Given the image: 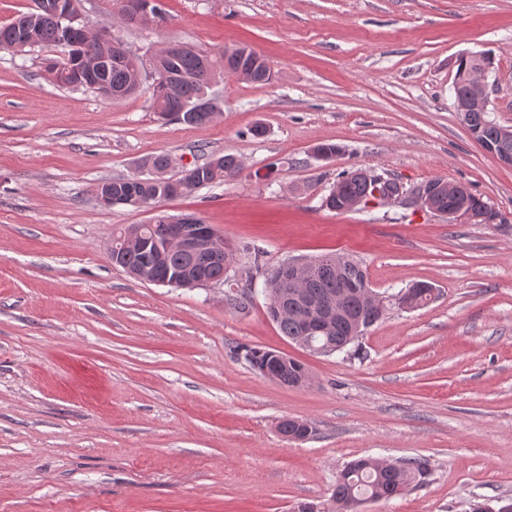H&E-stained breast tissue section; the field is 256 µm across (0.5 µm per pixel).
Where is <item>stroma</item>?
<instances>
[{"label": "stroma", "mask_w": 512, "mask_h": 512, "mask_svg": "<svg viewBox=\"0 0 512 512\" xmlns=\"http://www.w3.org/2000/svg\"><path fill=\"white\" fill-rule=\"evenodd\" d=\"M162 2L158 27L123 23L113 0H89L88 19L140 58L173 41L212 55L250 45L273 83L225 74L219 114L189 126L152 111L149 76L109 100L45 80L55 47L0 49V512H323L358 457L428 463L360 512L512 503V167L472 140L453 91L459 58L489 55V117L512 127V0ZM320 143L341 152L318 159ZM228 153L237 176L152 209L93 194L159 154L175 178ZM351 168L408 191L463 184L505 221L408 200L327 210ZM157 210L195 215L237 248L224 284L155 285L112 265L113 231ZM332 253L380 295L427 282L436 297L389 305L343 351H306L269 317L266 272ZM242 294L245 308L227 306ZM254 347L301 361L308 382L260 375ZM286 418L311 436L285 438Z\"/></svg>", "instance_id": "obj_1"}]
</instances>
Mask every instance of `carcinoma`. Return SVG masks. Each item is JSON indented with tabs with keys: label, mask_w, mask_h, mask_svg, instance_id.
I'll use <instances>...</instances> for the list:
<instances>
[{
	"label": "carcinoma",
	"mask_w": 512,
	"mask_h": 512,
	"mask_svg": "<svg viewBox=\"0 0 512 512\" xmlns=\"http://www.w3.org/2000/svg\"><path fill=\"white\" fill-rule=\"evenodd\" d=\"M56 2L35 0L34 10L22 12L10 23L0 26V48L24 53L43 45L62 49L63 58H46L43 61L46 78L59 87L84 86L78 75L90 66L95 68L94 78L108 89L125 87L138 67L136 59L132 56L118 58L101 43V34L110 31L108 27H87L66 33L67 24L55 8ZM205 58L206 55L189 47L158 61L159 67L166 74V80L153 84V111L164 119H175L190 126L213 121L216 98L208 90L215 72H233L242 64V60L233 54L223 53L218 59L210 61L212 72L209 73L204 67ZM247 62L251 68V82H271L273 73L264 58L253 51ZM470 125L481 129L483 138L496 145L498 150L512 153V140H499L498 124L489 120L486 113H470ZM146 165L150 169L147 177L133 175L103 182V188L112 194V204L150 206L159 200L181 195L182 178L165 177L170 166L168 156L156 155ZM241 168V161L236 155L224 154L195 165L188 179L194 189L210 187L235 176ZM336 185L338 191L330 192L324 200V206L338 213L349 211L350 205L366 191V183L358 169L342 172ZM457 188L460 198L468 202L469 208L484 215V222L488 223L496 217L493 209L466 186L459 183ZM165 218L166 215L161 214L155 223L144 225L143 233L159 241L165 240L169 231ZM234 256V250L227 245L222 253L212 252L201 256L172 248L166 261L160 264L152 250L135 242L125 249L123 265L124 270L135 278L144 273L162 276L168 269H181L185 272L201 270L212 278H221L225 266L234 262ZM342 285L352 290L347 296L345 316L336 322L330 332L313 337V341L325 346H334L345 340L358 322L372 326L381 319L378 311L371 308L360 295V291L369 285L366 270L344 254H331L329 258L321 259V266L305 286L306 295L314 300H323L336 293ZM268 313L281 333L292 342L297 344L308 337L301 298L286 293L281 297L278 308L274 311L270 309ZM245 358L255 370L261 372L275 361V352L250 348L246 350ZM304 377L306 369L301 362L296 360L280 364L279 382L297 386ZM424 470V463L416 459L403 464H388L368 457L355 459L347 464L336 479L327 512H358L359 503L365 500L388 501L401 495Z\"/></svg>",
	"instance_id": "1"
}]
</instances>
